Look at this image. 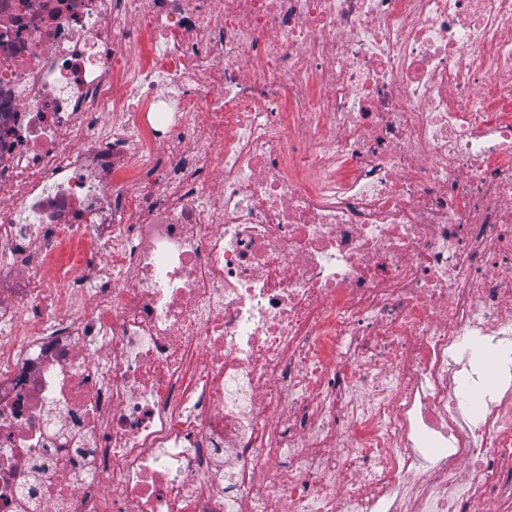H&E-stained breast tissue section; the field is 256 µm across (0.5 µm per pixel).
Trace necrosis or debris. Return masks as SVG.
Here are the masks:
<instances>
[{"label": "necrosis or debris", "mask_w": 512, "mask_h": 512, "mask_svg": "<svg viewBox=\"0 0 512 512\" xmlns=\"http://www.w3.org/2000/svg\"><path fill=\"white\" fill-rule=\"evenodd\" d=\"M0 262V512L511 503L512 0H0Z\"/></svg>", "instance_id": "1"}]
</instances>
